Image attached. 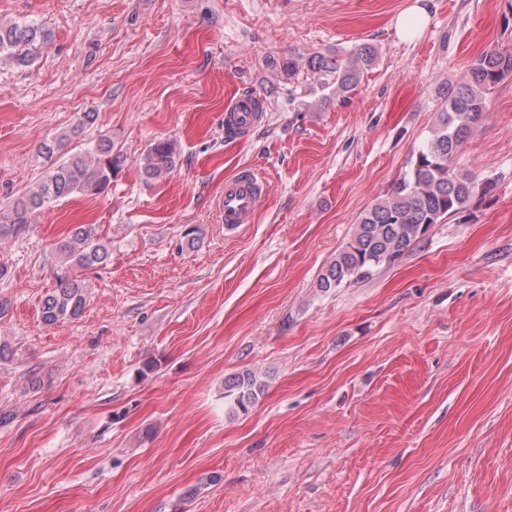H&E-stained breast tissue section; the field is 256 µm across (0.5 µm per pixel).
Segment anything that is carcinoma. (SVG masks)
Listing matches in <instances>:
<instances>
[{
  "label": "carcinoma",
  "instance_id": "cac0c4a2",
  "mask_svg": "<svg viewBox=\"0 0 512 512\" xmlns=\"http://www.w3.org/2000/svg\"><path fill=\"white\" fill-rule=\"evenodd\" d=\"M48 39V34L32 22H0V60L20 65L31 63ZM376 58L374 48L364 44L348 56L317 53L306 61L322 89L341 96L359 80L361 72ZM512 76V50L490 47L476 57L457 85L439 89L440 108L436 123L424 145L416 153L408 172L384 198L359 218L352 237L336 253L317 280V288L329 292L352 280L372 275L375 268L393 264L411 250L431 224H440L458 214L478 193L487 194L492 183L477 182L453 168L462 143L473 133L489 111V95L505 78ZM94 115L86 113L54 143L44 144L41 154L52 159L54 152L79 137ZM177 149L170 141L155 143L143 155V174L158 180L176 165ZM117 165L112 137L99 138L91 148L76 152L59 164H51L38 185L18 196L10 207L0 210V246L23 235L35 213L66 196L82 193L98 195L112 184ZM62 262L81 268L106 263L110 251L91 224H80L58 244ZM83 289L67 280L47 293L42 304L48 325L78 318L85 306ZM263 385L252 371H244L225 383L224 398L234 411H248Z\"/></svg>",
  "mask_w": 512,
  "mask_h": 512
}]
</instances>
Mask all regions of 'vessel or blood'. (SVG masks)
<instances>
[{
    "mask_svg": "<svg viewBox=\"0 0 512 512\" xmlns=\"http://www.w3.org/2000/svg\"><path fill=\"white\" fill-rule=\"evenodd\" d=\"M263 105L252 95L234 98L224 110V131L242 137L249 134L263 120ZM265 181L262 173L249 167L224 183V192L217 201L220 219L225 227L233 228L252 223L265 200Z\"/></svg>",
    "mask_w": 512,
    "mask_h": 512,
    "instance_id": "1",
    "label": "vessel or blood"
}]
</instances>
